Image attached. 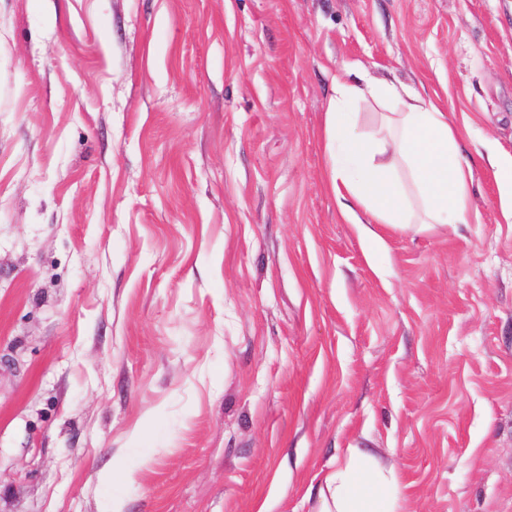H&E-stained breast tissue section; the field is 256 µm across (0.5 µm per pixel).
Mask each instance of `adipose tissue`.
Instances as JSON below:
<instances>
[{"instance_id": "obj_1", "label": "adipose tissue", "mask_w": 512, "mask_h": 512, "mask_svg": "<svg viewBox=\"0 0 512 512\" xmlns=\"http://www.w3.org/2000/svg\"><path fill=\"white\" fill-rule=\"evenodd\" d=\"M399 99L389 85H340L328 112V146L336 157L332 185L337 197H351L369 224L398 229L469 221V175L458 161L459 144L445 112L420 96L400 101L384 128L373 137L356 129L351 100ZM387 481L361 449L325 478L320 512H393L395 497Z\"/></svg>"}]
</instances>
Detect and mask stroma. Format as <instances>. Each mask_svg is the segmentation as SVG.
Returning a JSON list of instances; mask_svg holds the SVG:
<instances>
[{
    "mask_svg": "<svg viewBox=\"0 0 512 512\" xmlns=\"http://www.w3.org/2000/svg\"><path fill=\"white\" fill-rule=\"evenodd\" d=\"M447 112L466 224L365 232L340 84ZM512 0H0V512H512ZM387 484L369 456L353 448L347 463L326 476L327 495L318 512H394L396 497L381 493Z\"/></svg>",
    "mask_w": 512,
    "mask_h": 512,
    "instance_id": "35a3bbf8",
    "label": "stroma"
}]
</instances>
